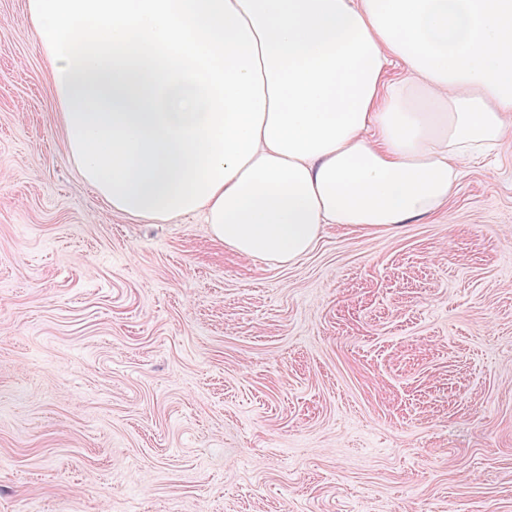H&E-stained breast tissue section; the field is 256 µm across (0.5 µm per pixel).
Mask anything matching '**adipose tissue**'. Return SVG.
Listing matches in <instances>:
<instances>
[{"label": "adipose tissue", "instance_id": "adipose-tissue-1", "mask_svg": "<svg viewBox=\"0 0 512 512\" xmlns=\"http://www.w3.org/2000/svg\"><path fill=\"white\" fill-rule=\"evenodd\" d=\"M28 8L82 179L138 220L201 217L246 258L430 218L512 139V0Z\"/></svg>", "mask_w": 512, "mask_h": 512}]
</instances>
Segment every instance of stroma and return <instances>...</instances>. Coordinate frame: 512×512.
Segmentation results:
<instances>
[{"label": "stroma", "mask_w": 512, "mask_h": 512, "mask_svg": "<svg viewBox=\"0 0 512 512\" xmlns=\"http://www.w3.org/2000/svg\"><path fill=\"white\" fill-rule=\"evenodd\" d=\"M0 0V512H512V144L292 264L79 175Z\"/></svg>", "instance_id": "1"}]
</instances>
